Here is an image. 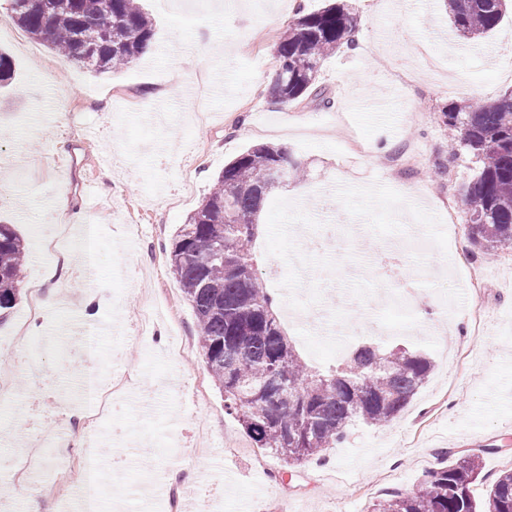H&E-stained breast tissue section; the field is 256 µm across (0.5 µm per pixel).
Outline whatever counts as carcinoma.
<instances>
[{
    "label": "carcinoma",
    "mask_w": 512,
    "mask_h": 512,
    "mask_svg": "<svg viewBox=\"0 0 512 512\" xmlns=\"http://www.w3.org/2000/svg\"><path fill=\"white\" fill-rule=\"evenodd\" d=\"M512 0H445L458 35L476 40L502 21ZM11 19L57 54L103 74L135 64L154 36L140 0H11ZM356 22L345 3L298 9L274 44L271 98L331 106L318 88L321 62L354 42ZM448 137L465 147L477 172L465 190L467 232L482 252L512 250V92L443 109ZM300 165L279 146L259 144L224 165L202 203L181 225L168 252L169 271L191 303L205 367L255 445L286 463L320 458L361 421L396 418L433 368L422 348L363 342L328 369L307 364L281 328L276 299L255 269L252 244L264 205L281 178ZM26 252L11 224H0V323L21 299ZM480 456L462 454L431 470L416 489L392 494L370 512H512V469L487 487H472Z\"/></svg>",
    "instance_id": "obj_1"
}]
</instances>
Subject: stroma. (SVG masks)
I'll list each match as a JSON object with an SVG mask.
<instances>
[{
	"mask_svg": "<svg viewBox=\"0 0 512 512\" xmlns=\"http://www.w3.org/2000/svg\"><path fill=\"white\" fill-rule=\"evenodd\" d=\"M346 2L364 51L324 60L318 85L333 105L323 108L273 103L267 77L298 6L324 0H141L153 40L134 65L105 75L30 39L0 0V48L12 61L0 90V223L24 240L25 289L57 301L34 317L22 300L0 324V372L17 394L0 409V459L65 426L87 404L96 369L104 380L133 373L95 448L122 472L97 512H143L134 487L171 485L186 462L196 472L187 512H367L455 453L480 455V497L512 466V251L491 259L466 230L449 238L448 215L464 217L475 165L466 151L449 156L441 112L512 89V15L467 41L443 0ZM354 132L367 153L351 149ZM262 143L286 148L304 171L268 199L255 245L259 273H282L271 288L302 358L327 366L336 346L380 341L424 347L435 361L399 417L353 423L321 461L257 464L214 383L201 401L186 396L206 374L200 346L171 355L197 328L164 247L225 163ZM404 153L417 165H396ZM414 224L432 247L401 254L399 265L405 275L435 267L434 281L415 285L437 315L429 325L377 305L392 287L382 276L388 243ZM62 226L74 242L58 262L46 246ZM86 291L96 297L91 316L75 304ZM58 464L48 452L35 492L0 480V512H28L35 496L73 504L82 466L61 492Z\"/></svg>",
	"mask_w": 512,
	"mask_h": 512,
	"instance_id": "stroma-1",
	"label": "stroma"
}]
</instances>
